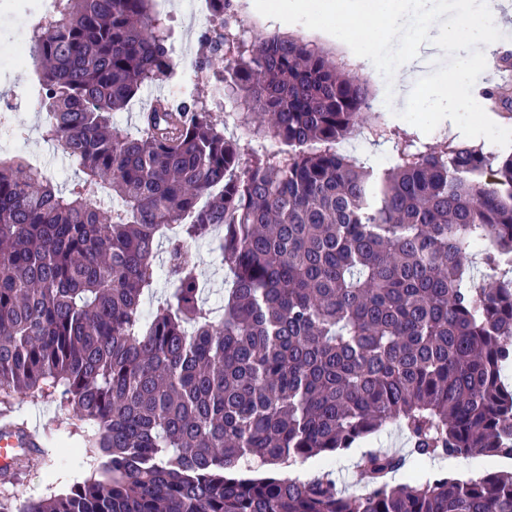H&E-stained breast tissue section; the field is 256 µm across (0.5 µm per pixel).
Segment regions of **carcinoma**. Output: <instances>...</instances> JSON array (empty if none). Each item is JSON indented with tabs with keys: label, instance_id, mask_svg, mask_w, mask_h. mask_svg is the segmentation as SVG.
I'll list each match as a JSON object with an SVG mask.
<instances>
[{
	"label": "carcinoma",
	"instance_id": "carcinoma-1",
	"mask_svg": "<svg viewBox=\"0 0 512 512\" xmlns=\"http://www.w3.org/2000/svg\"><path fill=\"white\" fill-rule=\"evenodd\" d=\"M154 4L55 0L28 39L45 138L82 178L65 194L0 156V411L57 402L98 465L0 512H512V471L392 485L403 459L373 452L351 497L250 466L329 459L390 423L421 459L512 460V154L369 120L349 61L276 33L202 42L247 147L198 98L156 101L130 137L114 112L175 67ZM361 128L397 139L393 164L337 151ZM217 228L210 308L186 247Z\"/></svg>",
	"mask_w": 512,
	"mask_h": 512
}]
</instances>
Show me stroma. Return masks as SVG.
Here are the masks:
<instances>
[{
	"instance_id": "35a3bbf8",
	"label": "stroma",
	"mask_w": 512,
	"mask_h": 512,
	"mask_svg": "<svg viewBox=\"0 0 512 512\" xmlns=\"http://www.w3.org/2000/svg\"><path fill=\"white\" fill-rule=\"evenodd\" d=\"M158 2L160 12L172 32L174 53L179 57L172 83H182L186 95L199 97L212 112L217 123L223 127L225 136L236 139L240 144H247V129L232 126L228 122L230 102L216 103L211 95L212 84L217 82L224 70L223 61H213L211 66L203 70L198 67L201 36L214 29L213 19L194 16L189 0ZM432 70L431 51L421 48L414 59L401 66L399 77L393 80L395 100L391 107L380 110L379 116L388 126L399 128L408 136L418 137L420 142L437 145L447 139V125H440L432 133L424 134L398 116L399 111L406 106L412 90V80L421 78ZM0 108L11 115L8 128L12 141L6 149L7 154L24 155L29 162L48 171L63 188L69 190L75 187L80 179L75 166L42 136L44 115L36 105L32 68L22 65L0 70ZM15 408L29 425L36 427L44 445L49 447L50 454L45 458L34 456L23 461L17 466L16 474L10 482H0V493L8 494L14 501L22 503L53 492H64L73 483L83 481L91 475L94 460L87 455L80 436L74 434L72 416L62 413L53 401L36 402L20 397L15 401ZM409 448L405 435L396 425L390 424L341 455L328 460L327 467L347 495L359 496L369 490L368 483L357 469V462L362 455L374 450L404 455ZM495 466L505 470L512 467V462L502 460L494 465L482 456L448 457L415 463L410 473L424 478L443 471L467 480L479 478Z\"/></svg>"
}]
</instances>
